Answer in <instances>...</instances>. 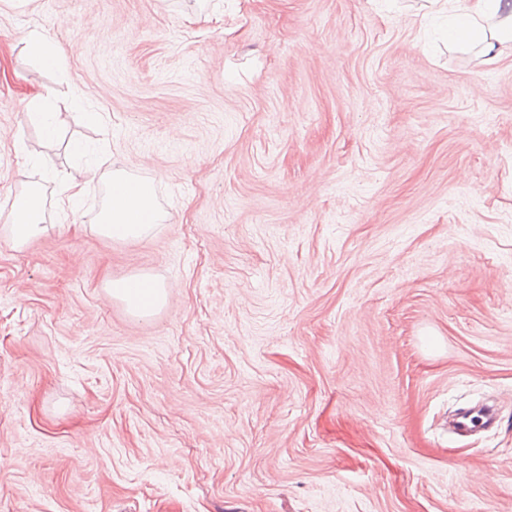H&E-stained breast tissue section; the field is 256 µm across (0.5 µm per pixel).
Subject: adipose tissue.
Instances as JSON below:
<instances>
[{
    "mask_svg": "<svg viewBox=\"0 0 512 512\" xmlns=\"http://www.w3.org/2000/svg\"><path fill=\"white\" fill-rule=\"evenodd\" d=\"M447 37L456 50L475 49L484 58L495 57L499 47L512 37V0H448ZM167 219V212L155 201L153 180L131 176L119 168L113 170L107 200L95 226L100 236L112 241L135 240ZM45 229L42 196L34 189L15 202L9 236L19 249ZM106 290L141 316L153 313L167 298L165 284L146 276L135 282L127 278L108 281Z\"/></svg>",
    "mask_w": 512,
    "mask_h": 512,
    "instance_id": "adipose-tissue-1",
    "label": "adipose tissue"
}]
</instances>
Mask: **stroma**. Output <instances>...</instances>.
I'll use <instances>...</instances> for the list:
<instances>
[{"label":"stroma","mask_w":512,"mask_h":512,"mask_svg":"<svg viewBox=\"0 0 512 512\" xmlns=\"http://www.w3.org/2000/svg\"><path fill=\"white\" fill-rule=\"evenodd\" d=\"M441 25L0 0V512H512V44L487 64ZM115 168L169 214L141 239L94 230ZM34 184L48 229L17 249ZM134 274L169 287L152 318L105 291ZM475 404L496 425L452 433ZM19 42L23 44V49L42 65L50 68L60 66L62 52L44 32L37 29L24 31L20 35ZM52 95L51 89H44L31 95L27 115L30 118L39 119L48 137L55 133V121L52 112H45V103Z\"/></svg>","instance_id":"stroma-1"}]
</instances>
